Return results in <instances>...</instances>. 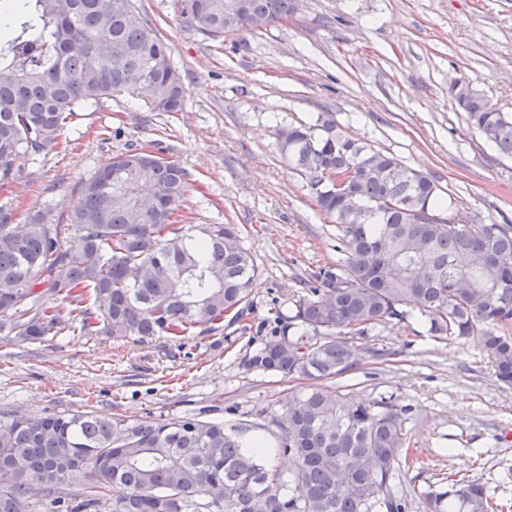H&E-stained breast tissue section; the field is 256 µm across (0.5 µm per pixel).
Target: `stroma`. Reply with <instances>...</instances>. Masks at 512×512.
<instances>
[{"label":"stroma","mask_w":512,"mask_h":512,"mask_svg":"<svg viewBox=\"0 0 512 512\" xmlns=\"http://www.w3.org/2000/svg\"><path fill=\"white\" fill-rule=\"evenodd\" d=\"M170 50L179 112L124 92L78 113L56 149L0 188L13 224L51 207L64 218L83 183L118 154L149 148L187 174L182 218L235 224L260 276L241 319L181 341L66 332L29 343L0 335V414L192 416L276 440L288 394L312 379L261 373L248 360L292 316L302 281L335 264L336 227L307 172L283 156L277 125L333 118L352 140L430 174L457 224H512V157L472 128L460 82L512 113V0H294L288 20L206 35L183 0H134ZM359 364L336 381L354 400L393 397L418 460L390 482L406 512L428 492L476 479L490 512H512V388L476 344L430 336L418 313L357 337Z\"/></svg>","instance_id":"35a3bbf8"}]
</instances>
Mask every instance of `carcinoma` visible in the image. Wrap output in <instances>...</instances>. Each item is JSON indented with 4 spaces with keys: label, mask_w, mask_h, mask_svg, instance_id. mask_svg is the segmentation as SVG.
Returning <instances> with one entry per match:
<instances>
[{
    "label": "carcinoma",
    "mask_w": 512,
    "mask_h": 512,
    "mask_svg": "<svg viewBox=\"0 0 512 512\" xmlns=\"http://www.w3.org/2000/svg\"><path fill=\"white\" fill-rule=\"evenodd\" d=\"M0 26V188L61 143L76 113L114 90L179 112L184 88L166 44L131 0H10ZM187 0L195 26L219 38L277 23L293 0ZM471 126L512 157V116L459 86ZM281 153L309 173L342 258L317 275L290 320L250 359L263 371L332 379L358 363L354 336L401 322L409 309L429 335L464 339L512 386V224L458 226L427 173L348 139L331 118L277 130ZM186 174L150 151H128L82 186L62 224L37 211L17 229L0 212V333L21 341L87 336L182 340L201 323L243 314L258 268L235 224H179ZM405 408L351 401L325 385L288 395L270 448L237 427L194 418H105L92 412L0 417V512H404L390 480L404 447ZM295 459L288 480L273 458ZM38 478L39 485L29 482ZM84 486L81 500L68 489ZM430 512H488L486 488L452 483Z\"/></svg>",
    "instance_id": "cac0c4a2"
}]
</instances>
